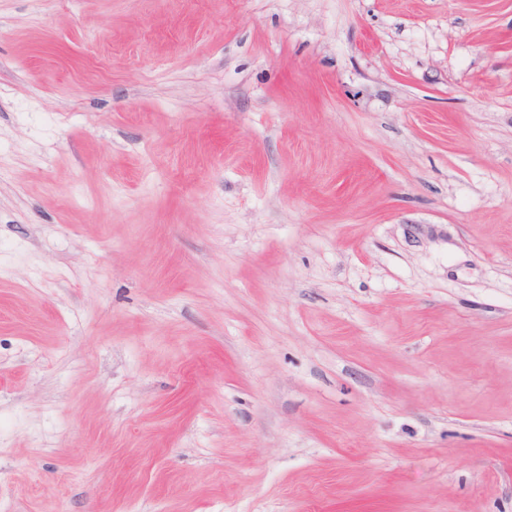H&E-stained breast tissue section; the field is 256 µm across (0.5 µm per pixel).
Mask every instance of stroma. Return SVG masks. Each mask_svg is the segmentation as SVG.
<instances>
[{
    "mask_svg": "<svg viewBox=\"0 0 512 512\" xmlns=\"http://www.w3.org/2000/svg\"><path fill=\"white\" fill-rule=\"evenodd\" d=\"M0 512H512V0H0Z\"/></svg>",
    "mask_w": 512,
    "mask_h": 512,
    "instance_id": "35a3bbf8",
    "label": "stroma"
}]
</instances>
